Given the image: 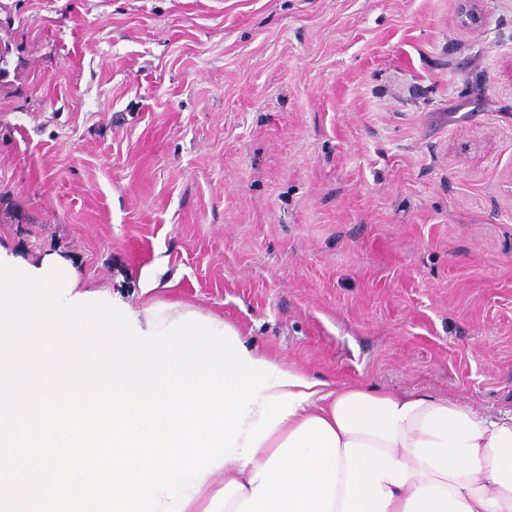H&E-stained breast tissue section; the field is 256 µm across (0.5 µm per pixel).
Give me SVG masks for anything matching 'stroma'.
<instances>
[{
    "mask_svg": "<svg viewBox=\"0 0 512 512\" xmlns=\"http://www.w3.org/2000/svg\"><path fill=\"white\" fill-rule=\"evenodd\" d=\"M0 0V247L331 385L512 408V0Z\"/></svg>",
    "mask_w": 512,
    "mask_h": 512,
    "instance_id": "stroma-1",
    "label": "stroma"
}]
</instances>
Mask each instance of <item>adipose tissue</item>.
<instances>
[{"mask_svg":"<svg viewBox=\"0 0 512 512\" xmlns=\"http://www.w3.org/2000/svg\"><path fill=\"white\" fill-rule=\"evenodd\" d=\"M303 377L313 395L183 512H512V410Z\"/></svg>","mask_w":512,"mask_h":512,"instance_id":"obj_1","label":"adipose tissue"}]
</instances>
